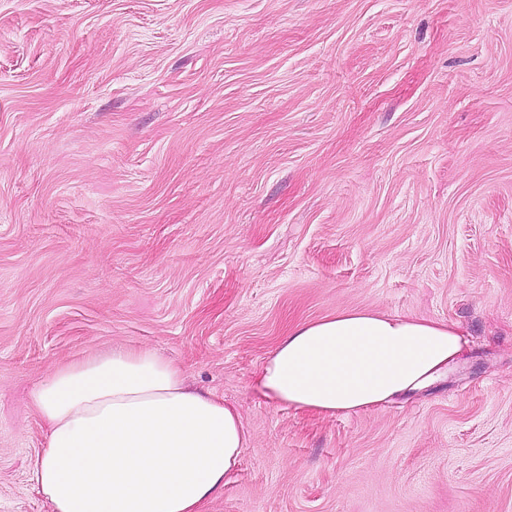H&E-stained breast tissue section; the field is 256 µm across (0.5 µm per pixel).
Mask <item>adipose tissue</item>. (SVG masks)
I'll return each mask as SVG.
<instances>
[{
	"mask_svg": "<svg viewBox=\"0 0 512 512\" xmlns=\"http://www.w3.org/2000/svg\"><path fill=\"white\" fill-rule=\"evenodd\" d=\"M466 344L451 321L339 311L290 329L252 387L282 407L348 415L445 380ZM31 402L45 436L30 481L51 512H204L250 440L233 406L145 347L59 365Z\"/></svg>",
	"mask_w": 512,
	"mask_h": 512,
	"instance_id": "1",
	"label": "adipose tissue"
}]
</instances>
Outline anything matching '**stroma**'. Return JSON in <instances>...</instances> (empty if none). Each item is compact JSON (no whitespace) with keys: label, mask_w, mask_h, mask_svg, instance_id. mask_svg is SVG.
<instances>
[{"label":"stroma","mask_w":512,"mask_h":512,"mask_svg":"<svg viewBox=\"0 0 512 512\" xmlns=\"http://www.w3.org/2000/svg\"><path fill=\"white\" fill-rule=\"evenodd\" d=\"M460 324L349 416L251 382L293 326ZM181 364L250 433L206 512H512V0H0V512L55 366Z\"/></svg>","instance_id":"stroma-1"}]
</instances>
